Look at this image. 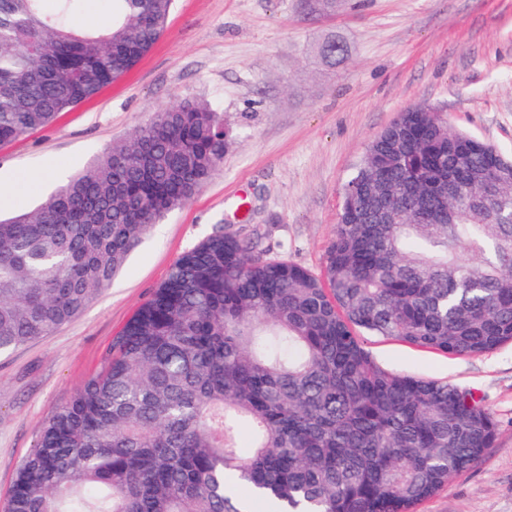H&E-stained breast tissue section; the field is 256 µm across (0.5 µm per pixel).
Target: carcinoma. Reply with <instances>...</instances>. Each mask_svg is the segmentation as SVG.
<instances>
[{"instance_id":"1","label":"carcinoma","mask_w":512,"mask_h":512,"mask_svg":"<svg viewBox=\"0 0 512 512\" xmlns=\"http://www.w3.org/2000/svg\"><path fill=\"white\" fill-rule=\"evenodd\" d=\"M109 2L107 26L75 28L81 0H0V145L133 70L173 6ZM229 146L209 104L164 107L1 220L0 351L75 318ZM380 180L393 219L371 224ZM366 336L456 356L512 343V156L435 112H402L369 143L321 272L266 257L256 233L183 252L43 422L6 512H414L498 424L470 390L388 371Z\"/></svg>"}]
</instances>
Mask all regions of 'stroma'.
I'll return each mask as SVG.
<instances>
[{
	"instance_id": "obj_1",
	"label": "stroma",
	"mask_w": 512,
	"mask_h": 512,
	"mask_svg": "<svg viewBox=\"0 0 512 512\" xmlns=\"http://www.w3.org/2000/svg\"><path fill=\"white\" fill-rule=\"evenodd\" d=\"M348 48L328 66L326 39ZM185 100L224 116V166L153 225L111 284L53 333L0 353V512L40 426L94 371L174 260L218 225L260 228L268 257L319 271L341 192L367 145L408 107L512 154V0H174L142 61L46 128L0 146V217L35 209L152 113ZM37 182L20 190L22 180ZM377 363L474 391L499 430L492 448L416 512H512V344L453 356L375 337Z\"/></svg>"
}]
</instances>
